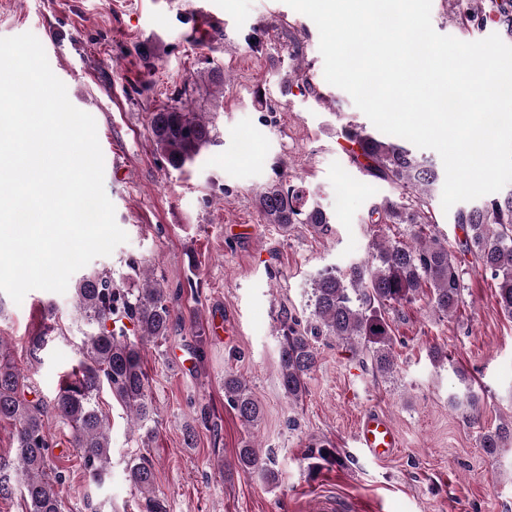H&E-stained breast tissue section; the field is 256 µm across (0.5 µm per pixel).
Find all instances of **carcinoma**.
I'll use <instances>...</instances> for the list:
<instances>
[{
	"label": "carcinoma",
	"mask_w": 512,
	"mask_h": 512,
	"mask_svg": "<svg viewBox=\"0 0 512 512\" xmlns=\"http://www.w3.org/2000/svg\"><path fill=\"white\" fill-rule=\"evenodd\" d=\"M462 32L470 33L491 23L512 38V0H474L458 14ZM189 86L175 91L177 104L150 116L151 138L164 162L174 170L191 164L214 142L212 125L187 107ZM340 136L352 148L351 166L376 181L390 184L394 193L374 202L370 224H408L414 228L411 242L382 235L371 239L367 258L344 269L326 267L313 279L306 325L292 315L280 318L279 367L281 386L290 400L305 390V379L318 364L315 339L327 336L351 345L370 362L372 370L387 376L394 372L392 329L389 313L426 295L432 306L448 316L463 301L466 274L455 256L430 229L435 223L433 187L440 179L435 164L416 156L404 139L377 136L363 128L345 126ZM265 223L286 227L310 224L329 229L332 216L309 198L308 193L281 176L266 184L257 199ZM454 223L465 233L461 254L495 281L501 311L512 318V190L456 212ZM75 310L86 327L78 349V365L65 378L52 406L26 396L25 375L6 353L0 339V421L16 426L15 452L0 454V499L20 491L26 512H64L58 486L65 475L50 467V443L44 417L48 412L71 428V439L92 481L104 483L112 468L110 421L98 408L97 395L108 386L112 397L129 411L130 424L151 438L154 407L149 381L142 367L144 346L169 336L172 306L161 280L144 273L141 283L119 285L112 274L95 270L74 281ZM132 328H127V325ZM54 332L45 326L31 337L32 358L44 351ZM463 390L448 396V405L468 422L476 419L480 397L466 374L456 371ZM224 396L242 424L258 426L262 409L246 382L234 374L224 376ZM512 442V419L484 432L480 445L494 457ZM237 467L266 481L275 474L256 448L245 443L236 454ZM126 479L144 501V512H166L157 494L151 463L142 458L126 465Z\"/></svg>",
	"instance_id": "carcinoma-1"
}]
</instances>
